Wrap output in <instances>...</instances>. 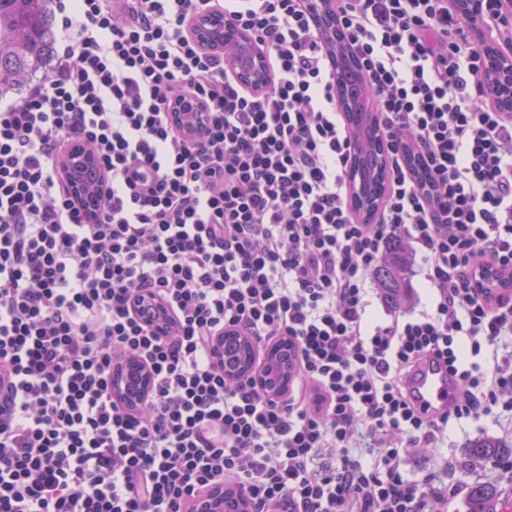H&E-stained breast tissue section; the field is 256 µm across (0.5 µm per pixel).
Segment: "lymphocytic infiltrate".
<instances>
[{"mask_svg": "<svg viewBox=\"0 0 512 512\" xmlns=\"http://www.w3.org/2000/svg\"><path fill=\"white\" fill-rule=\"evenodd\" d=\"M52 61L0 106V512H191L238 487L248 512H447L449 422L512 419V113L482 86V45L453 0H335L385 134L374 221L344 188L341 122L307 0H53ZM223 9L276 61L244 91L190 33ZM207 117L180 132L179 101ZM107 178L94 215L61 176L71 145ZM395 236L416 245L431 309L370 321L367 286ZM153 295L174 317L141 321ZM297 348L272 399L225 375L215 336ZM130 357L152 371L135 408L112 394ZM444 361L452 412L412 405L406 379Z\"/></svg>", "mask_w": 512, "mask_h": 512, "instance_id": "1", "label": "lymphocytic infiltrate"}]
</instances>
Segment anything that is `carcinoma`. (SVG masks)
I'll return each mask as SVG.
<instances>
[{
	"mask_svg": "<svg viewBox=\"0 0 512 512\" xmlns=\"http://www.w3.org/2000/svg\"><path fill=\"white\" fill-rule=\"evenodd\" d=\"M52 0H0V99L21 95L35 76L47 66L53 55L54 32L50 4ZM484 78L494 80L500 94H512L511 68L494 53L486 52ZM340 80L348 90L353 105L364 98L362 83L350 69ZM376 130L360 145L355 176L371 196H383L387 189L384 149L377 144ZM409 249L400 237H394L377 264L374 278L384 302L393 309L408 300L407 271ZM474 460L512 459V441L493 436L472 440L465 449ZM466 512H512V497L496 486L476 482L466 493Z\"/></svg>",
	"mask_w": 512,
	"mask_h": 512,
	"instance_id": "1",
	"label": "carcinoma"
}]
</instances>
